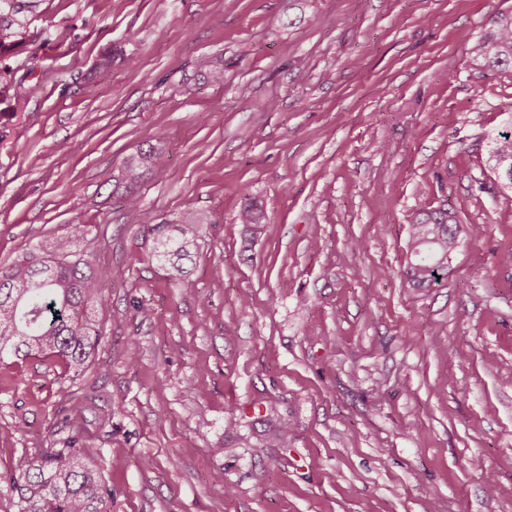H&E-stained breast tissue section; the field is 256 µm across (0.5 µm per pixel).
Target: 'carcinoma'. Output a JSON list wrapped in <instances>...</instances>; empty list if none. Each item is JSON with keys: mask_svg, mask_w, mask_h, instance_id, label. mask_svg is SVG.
<instances>
[{"mask_svg": "<svg viewBox=\"0 0 512 512\" xmlns=\"http://www.w3.org/2000/svg\"><path fill=\"white\" fill-rule=\"evenodd\" d=\"M45 0H0V61L30 45L49 41L45 30L33 26L37 9ZM490 29L471 47L473 59L485 67L512 66V12L489 22ZM20 67L0 64V79L10 97L20 101L27 94ZM493 169L512 186V132L495 140ZM165 159L154 147L139 148L126 157L112 176L113 191H122L127 207L137 206L139 185L148 177L159 179ZM243 224L263 222L262 211L245 205L239 214ZM443 210L416 213L408 224L411 262L407 271L418 285L436 282L448 271L456 233ZM198 221L185 216L152 225L154 257L167 265L168 276L185 279L180 261L191 259L196 249ZM74 238H57L46 252H32L0 271V360L10 355L19 360L41 356L69 369L95 354L100 331L91 315L102 300L103 288L114 272L103 264L74 258ZM19 512H108L111 491L89 465L83 452H46L28 461L17 481Z\"/></svg>", "mask_w": 512, "mask_h": 512, "instance_id": "obj_1", "label": "carcinoma"}]
</instances>
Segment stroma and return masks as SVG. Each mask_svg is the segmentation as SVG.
I'll return each instance as SVG.
<instances>
[{"instance_id": "obj_1", "label": "stroma", "mask_w": 512, "mask_h": 512, "mask_svg": "<svg viewBox=\"0 0 512 512\" xmlns=\"http://www.w3.org/2000/svg\"><path fill=\"white\" fill-rule=\"evenodd\" d=\"M511 10L46 0L28 95H0V270L74 234L116 276L92 362H0V512L75 446L111 512H512V188L489 162L512 67L469 54ZM142 146L167 171L132 211L112 170ZM438 208L458 243L418 287L407 217ZM185 212L206 218L187 287L150 233Z\"/></svg>"}]
</instances>
